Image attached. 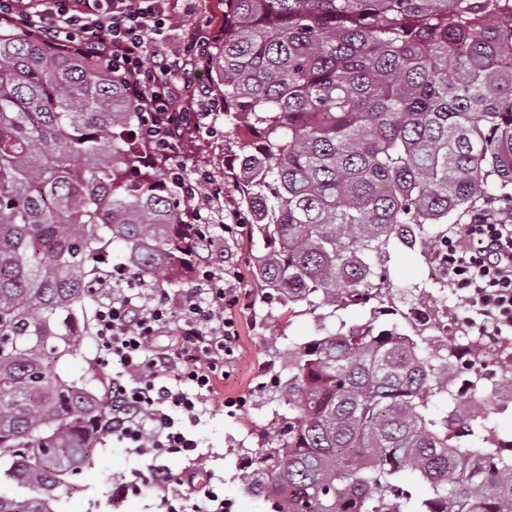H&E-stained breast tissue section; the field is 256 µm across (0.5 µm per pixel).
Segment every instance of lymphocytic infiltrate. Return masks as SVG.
Here are the masks:
<instances>
[{
  "mask_svg": "<svg viewBox=\"0 0 512 512\" xmlns=\"http://www.w3.org/2000/svg\"><path fill=\"white\" fill-rule=\"evenodd\" d=\"M192 0H0V25L61 49L73 48L124 76L130 97L144 114L142 135L181 181L195 216L198 181L183 177L177 134L184 101L191 95L187 75L217 41L213 28L197 30L178 55L162 58L160 46L177 11ZM442 269L462 293L469 324L482 336L512 338V208L504 217L475 216L450 235ZM224 267L199 266L196 288L171 294L145 288L137 274L120 268L102 285L111 294L95 311L99 357L114 368L109 432L150 464L139 481L120 484L122 499L138 482L150 483L159 512H186L204 499L206 512H227L223 497L196 475L203 456L186 428L199 408L217 396L224 364L239 346L227 310L236 303ZM184 456L188 466L172 477L164 459Z\"/></svg>",
  "mask_w": 512,
  "mask_h": 512,
  "instance_id": "obj_1",
  "label": "lymphocytic infiltrate"
}]
</instances>
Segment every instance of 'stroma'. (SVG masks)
<instances>
[{
  "instance_id": "1",
  "label": "stroma",
  "mask_w": 512,
  "mask_h": 512,
  "mask_svg": "<svg viewBox=\"0 0 512 512\" xmlns=\"http://www.w3.org/2000/svg\"><path fill=\"white\" fill-rule=\"evenodd\" d=\"M211 23L221 26L222 15L217 0H197L193 12L178 16L167 35L169 50H178L189 27ZM242 150L241 143L230 136L195 135L188 139L182 154L188 171L208 173V192L219 193L211 215L213 223L236 214V193L225 180L224 170ZM253 249L241 228L224 236V265L239 274L236 283L238 301L232 310L241 336V346L234 359L224 366L225 378L219 389L223 404H210L200 415L192 432L198 442L197 451L206 459L211 483L223 493L231 512H269L262 494L246 492L241 473L247 457L259 447L256 437L272 419L274 404L268 403L266 389L275 375L288 362V348L293 343L313 336V315L290 313L276 302L260 301L250 276ZM394 288H407L431 282L432 269L418 252L393 253L389 262ZM75 352L63 364L69 378L81 380L97 373L111 380L112 369L100 362L93 331H76ZM146 458L132 454L123 444L109 440L99 446L89 465L70 478L77 491L66 498L64 512H155L156 494L145 483L124 499L121 509H114L112 492L121 482L132 480L144 471Z\"/></svg>"
}]
</instances>
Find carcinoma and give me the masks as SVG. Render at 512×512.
Instances as JSON below:
<instances>
[{"label":"carcinoma","instance_id":"carcinoma-1","mask_svg":"<svg viewBox=\"0 0 512 512\" xmlns=\"http://www.w3.org/2000/svg\"><path fill=\"white\" fill-rule=\"evenodd\" d=\"M220 2L211 80L226 134L255 138L229 172L252 280L319 324L270 390L249 489L272 512H512V455L449 393L461 347L399 314L433 291L394 293L388 266L512 204V0ZM141 120L96 59L0 29V512H60L109 437L111 398L56 370L99 258L120 241L144 281H182L208 248Z\"/></svg>","mask_w":512,"mask_h":512}]
</instances>
